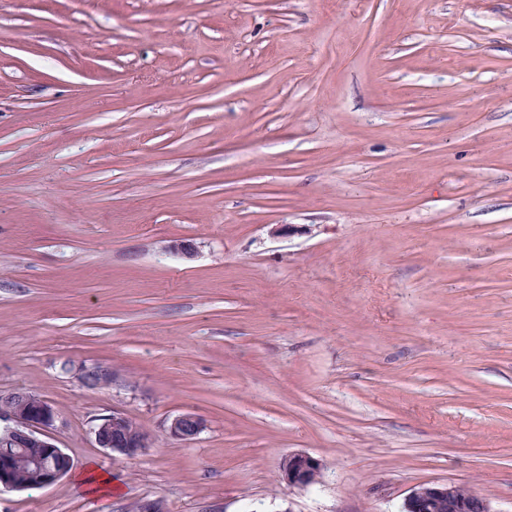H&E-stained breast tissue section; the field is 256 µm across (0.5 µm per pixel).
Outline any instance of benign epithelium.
Masks as SVG:
<instances>
[{
  "instance_id": "benign-epithelium-1",
  "label": "benign epithelium",
  "mask_w": 512,
  "mask_h": 512,
  "mask_svg": "<svg viewBox=\"0 0 512 512\" xmlns=\"http://www.w3.org/2000/svg\"><path fill=\"white\" fill-rule=\"evenodd\" d=\"M89 389L109 388L121 379L119 371L96 363L70 364ZM59 416L42 395L18 390L0 396V443L18 450L0 454V494L55 485L73 468L71 456L54 440ZM205 428L202 417L185 413L174 417L166 429L173 440L190 441ZM96 445L114 457L133 458L153 446V437L139 428L124 412L99 419L91 430ZM322 460L305 452L290 453L280 462L281 480L288 486L305 488L322 477ZM491 512L486 499L472 492L462 493L456 484L427 485L414 490L405 502L404 512Z\"/></svg>"
}]
</instances>
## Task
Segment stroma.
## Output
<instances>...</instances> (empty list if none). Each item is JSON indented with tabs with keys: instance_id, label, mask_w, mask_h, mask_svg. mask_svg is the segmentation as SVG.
Here are the masks:
<instances>
[{
	"instance_id": "35a3bbf8",
	"label": "stroma",
	"mask_w": 512,
	"mask_h": 512,
	"mask_svg": "<svg viewBox=\"0 0 512 512\" xmlns=\"http://www.w3.org/2000/svg\"><path fill=\"white\" fill-rule=\"evenodd\" d=\"M23 389L123 489L0 512H403L446 483L512 512V0H0ZM115 409L147 454L97 447ZM183 413L194 441L166 436ZM292 452L320 482L281 481ZM64 369L73 372L77 379L89 389L113 387L120 381L119 379H122L120 382H125L117 369L96 363H84L78 366L69 364L68 366L65 365ZM205 428L202 417L185 413L174 417L166 429V435L173 440L190 441L195 439ZM322 460L305 452L290 453L280 462L281 480L288 486L305 488L322 477Z\"/></svg>"
}]
</instances>
